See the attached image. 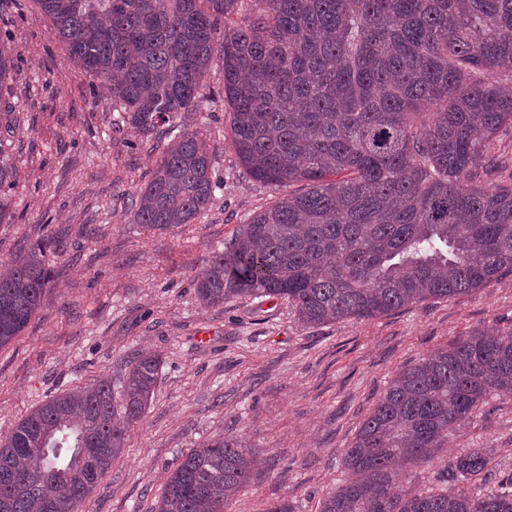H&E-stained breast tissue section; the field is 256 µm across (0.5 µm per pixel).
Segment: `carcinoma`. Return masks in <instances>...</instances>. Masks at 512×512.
I'll use <instances>...</instances> for the list:
<instances>
[{
    "label": "carcinoma",
    "instance_id": "obj_1",
    "mask_svg": "<svg viewBox=\"0 0 512 512\" xmlns=\"http://www.w3.org/2000/svg\"><path fill=\"white\" fill-rule=\"evenodd\" d=\"M54 35L145 136L206 102L219 67L230 138L263 183L303 184L242 225L193 283L220 306L253 294L288 300L305 325L372 319L472 293L512 272V182L491 154L512 128V0H37ZM14 70L0 40V88ZM215 148L170 141L131 196L134 224L166 231L208 211ZM16 160L0 139V223ZM46 237L0 271V346L19 335L53 278ZM156 353L121 389L101 381L56 395L0 437V512H80L154 393ZM493 393L512 395V329L474 330L401 369L345 451L350 477L320 512H512V476L471 484L490 463L472 448L428 493L398 491ZM255 460L233 440L187 453L155 512H224Z\"/></svg>",
    "mask_w": 512,
    "mask_h": 512
}]
</instances>
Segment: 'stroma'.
I'll use <instances>...</instances> for the list:
<instances>
[{
  "mask_svg": "<svg viewBox=\"0 0 512 512\" xmlns=\"http://www.w3.org/2000/svg\"><path fill=\"white\" fill-rule=\"evenodd\" d=\"M0 37L14 59L0 89V135L21 171L14 218L0 224V265L54 236V282L26 328L0 347V437L35 406L100 379L119 382L134 357L162 359L154 395L83 512H152L190 449L224 436L259 459L225 512H265L278 500L320 512L346 475L344 450L403 366L472 330L512 328V272L469 295L430 300L371 320L303 325L287 300L251 295L208 308L193 288L214 249L281 189L254 180L228 135L218 74L211 113L183 119L217 145L216 190L206 214L150 232L128 204L161 151L118 124L92 96L36 0H0ZM489 448L478 481L496 489L512 474V397L466 420L405 491H431L449 457Z\"/></svg>",
  "mask_w": 512,
  "mask_h": 512,
  "instance_id": "1",
  "label": "stroma"
}]
</instances>
